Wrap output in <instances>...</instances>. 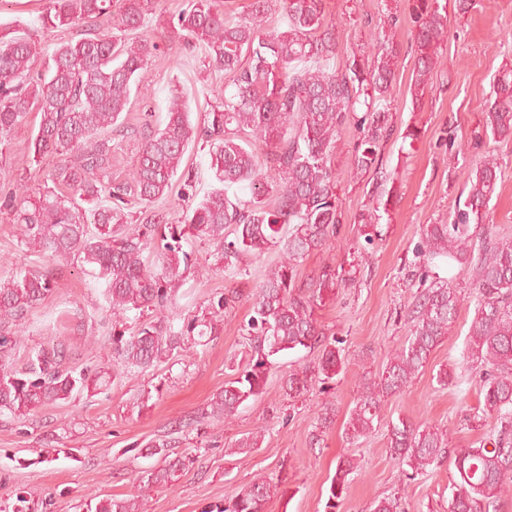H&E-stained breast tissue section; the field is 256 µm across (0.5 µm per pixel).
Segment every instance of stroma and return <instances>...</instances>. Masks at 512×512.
<instances>
[{
	"label": "stroma",
	"mask_w": 512,
	"mask_h": 512,
	"mask_svg": "<svg viewBox=\"0 0 512 512\" xmlns=\"http://www.w3.org/2000/svg\"><path fill=\"white\" fill-rule=\"evenodd\" d=\"M45 0H0V24L29 29L45 51L79 38L80 28H40L37 18ZM328 20L336 26V69H343L351 51L369 45L389 16H397L396 41L400 65L393 92L392 115L397 130L381 147L383 168L398 170L399 193L390 223L366 246L358 216L372 207L379 193L375 172L353 174L351 159L358 130L347 125L333 157L340 181L343 217L333 248L311 253L298 270L306 285L326 265H347L349 247H369L370 254L350 266V282L338 287L333 300L317 311L326 334L341 339L350 360L347 370L325 383L313 382L301 398L291 400L282 385L288 374L314 365L319 349L285 351L274 357L258 399L246 401L230 420L195 423L194 418L224 389L238 367L248 364L252 344L242 331L251 314L249 295L261 278L268 256L243 261L248 274L224 276L214 245L195 242L191 266L175 290L176 310L191 319L209 314L226 290L242 297L227 308L214 335L185 352L172 351L156 366L126 371L112 358V316L105 309L103 286L77 257L55 260L27 251L20 229L3 199L14 185H25L36 196L52 185L58 158L42 165L31 162L29 143L39 114L10 134L0 146V279L22 268L37 267L58 281L59 290L44 303L28 309L22 335L9 352L14 367H22L30 348L63 343L69 367L104 364L117 373L115 382L70 402L46 406L28 419L0 416V507L6 512H79L83 497L137 496L139 512H207L241 492L255 478L279 483L282 492L265 512H324L331 479L341 457L358 465L337 512H368L379 498L397 499L401 512H448L457 474L450 459L438 468L403 482L390 453L389 427L399 419L435 426L447 434L451 448L487 444L496 420L482 411L483 371L464 361L467 334L476 299L467 294L448 337L433 351L425 369L400 393L385 399L374 430L348 444L343 426L365 379L377 376L389 356L409 333L408 312L419 292L409 264L424 225L446 222L465 198L469 172L487 153L497 155L505 179L490 204L498 231L512 235V142L475 139L481 120L479 106L499 70L512 63V0H479L465 16L449 15L450 36L440 51L421 111H413L408 85L414 67L412 22L406 0H325ZM159 52L133 86L124 126L112 132V177L124 179L136 163L145 136L165 119L174 92H182L192 119L203 117L213 99L216 81L203 70L201 53L181 41L163 38L155 25ZM417 125L421 137L402 146L398 136L406 125ZM455 375L439 387V369ZM334 410L329 426H321L323 406ZM264 430L260 447L236 449L245 434ZM320 434L318 447L309 438ZM170 441L172 452L193 457L194 463L167 487L143 488L142 471L157 465L148 446Z\"/></svg>",
	"instance_id": "obj_1"
}]
</instances>
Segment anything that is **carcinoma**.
<instances>
[{
    "mask_svg": "<svg viewBox=\"0 0 512 512\" xmlns=\"http://www.w3.org/2000/svg\"><path fill=\"white\" fill-rule=\"evenodd\" d=\"M157 0H47L38 22L44 29L85 26L83 37L61 42L44 56L43 69L33 70L37 42L19 29L0 31V137L26 125L40 113L32 135V161L48 155H71L55 169V189L32 199L25 186L6 194L20 225V244L41 254L76 256L104 284L113 316L140 318L131 330L112 331V358L129 368L145 369L185 345L193 336H209L213 323L182 320L171 311L172 297L188 270L183 250L190 238L216 246L224 275L247 274L240 260L277 249L253 294L252 314L243 325L254 342L256 360L240 371L212 399L203 419H231L267 382L270 358L298 347L322 348L317 369L303 367L288 374L284 391L291 399L304 395L314 377L331 380L349 364L341 340L327 339L316 310L335 296L340 274L324 269L307 287L297 285L303 260L332 245L341 223L338 177L331 161L343 127L359 129L354 170H378L379 151L394 132L392 90L400 48L386 33L371 50L353 52L343 72L331 67L336 58V25L326 19L324 0H252L248 16L224 15L214 0H189L165 22L172 39L192 42L201 50L203 66L227 82L217 90V105L203 122H192L181 93L171 98L164 128L145 137L136 165L118 183L104 182L110 166L109 140L103 135L121 125L129 112L132 85L147 70L157 45L140 34ZM414 23L415 67L408 92L412 109L421 107L444 41L448 40L447 4L442 0H407ZM279 15L277 26L264 24ZM112 23L114 34L99 31ZM481 130L495 141L512 140V66H504L480 106ZM267 148L259 155L252 141ZM209 144L210 169L220 186L199 201L192 176L185 175L181 197L189 201L180 223L161 214L134 227L131 205L146 207L169 196L184 155L196 143ZM278 171L272 184L268 170ZM505 172L489 156L471 170L467 196L449 224H427L413 250L412 263L424 289L409 310V335L388 359L378 377L364 384L344 428L351 444L372 432L384 398L399 393L426 366L431 353L448 336L464 302V289L451 281L428 283L430 264L443 258L470 273L468 287L477 295L475 316L463 356L484 368L483 411L500 425L492 449L456 448L448 453L443 432L404 419L389 430V448L414 476L451 458L459 475L449 512H492L512 486V239L499 236L491 224L490 202ZM386 187L376 206L359 223L372 231L390 216L398 180L385 172ZM244 185L247 200L228 191ZM72 190L87 204L78 208L56 187ZM59 288L47 272L19 271L0 280V416L23 420L47 405L74 400L90 387H100L107 373L66 366L62 343L32 349L16 369L5 352L20 335L24 312L43 303ZM161 465L146 472L143 486L172 485L192 459L170 457L168 442L149 446ZM353 459L339 461L325 512H336L347 493ZM279 484L252 481L228 505L209 512H264ZM86 512H138L135 499L85 496Z\"/></svg>",
    "mask_w": 512,
    "mask_h": 512,
    "instance_id": "carcinoma-1",
    "label": "carcinoma"
}]
</instances>
